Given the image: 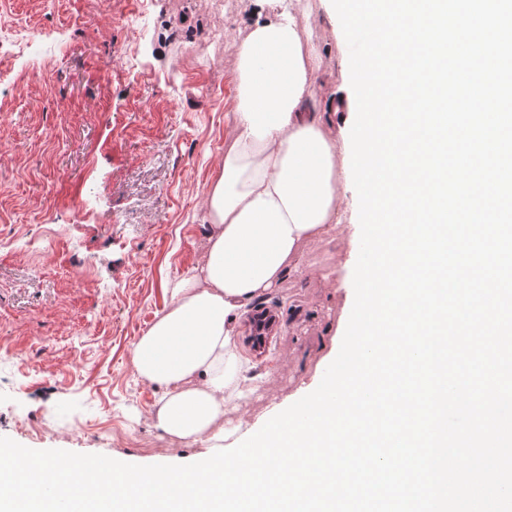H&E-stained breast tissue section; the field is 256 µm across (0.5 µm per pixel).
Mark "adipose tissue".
<instances>
[{
	"label": "adipose tissue",
	"mask_w": 512,
	"mask_h": 512,
	"mask_svg": "<svg viewBox=\"0 0 512 512\" xmlns=\"http://www.w3.org/2000/svg\"><path fill=\"white\" fill-rule=\"evenodd\" d=\"M299 2L254 0L235 58L236 134L204 205L202 259L133 346L138 377L165 390L153 420L181 439H224L213 426L227 400L243 397L236 314L296 268L302 243L325 241L343 222L345 154L331 128L349 104L308 109L321 59L297 22Z\"/></svg>",
	"instance_id": "1"
}]
</instances>
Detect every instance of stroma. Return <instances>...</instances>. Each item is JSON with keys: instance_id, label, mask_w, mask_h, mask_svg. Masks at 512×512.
I'll return each instance as SVG.
<instances>
[{"instance_id": "obj_1", "label": "stroma", "mask_w": 512, "mask_h": 512, "mask_svg": "<svg viewBox=\"0 0 512 512\" xmlns=\"http://www.w3.org/2000/svg\"><path fill=\"white\" fill-rule=\"evenodd\" d=\"M252 0H0V436L119 461L187 464L150 412L164 390L132 363L171 284L200 261L204 202L235 133L234 54ZM321 56L317 96L347 94L349 53L320 0H301ZM51 67L49 82L35 72ZM350 230L301 248L262 296L278 325L264 352L234 321L246 433L331 362Z\"/></svg>"}]
</instances>
